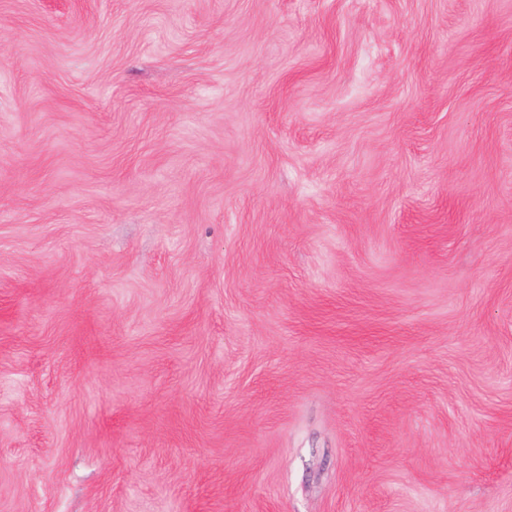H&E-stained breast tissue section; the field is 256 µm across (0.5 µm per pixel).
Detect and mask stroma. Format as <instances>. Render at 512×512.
I'll use <instances>...</instances> for the list:
<instances>
[{"label":"stroma","mask_w":512,"mask_h":512,"mask_svg":"<svg viewBox=\"0 0 512 512\" xmlns=\"http://www.w3.org/2000/svg\"><path fill=\"white\" fill-rule=\"evenodd\" d=\"M0 512H512V0H0Z\"/></svg>","instance_id":"obj_1"}]
</instances>
